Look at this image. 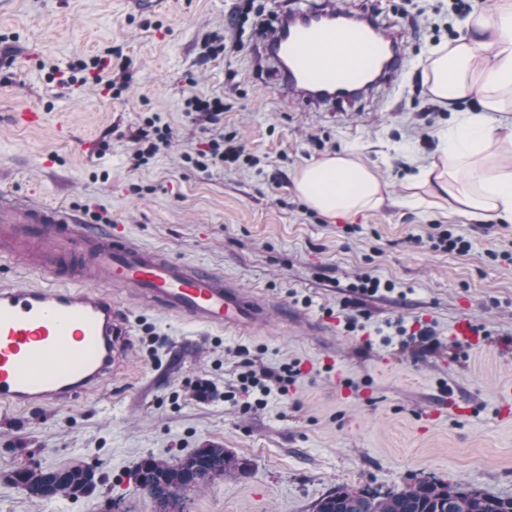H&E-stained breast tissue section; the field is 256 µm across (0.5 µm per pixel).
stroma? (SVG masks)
I'll list each match as a JSON object with an SVG mask.
<instances>
[{
	"label": "stroma",
	"mask_w": 512,
	"mask_h": 512,
	"mask_svg": "<svg viewBox=\"0 0 512 512\" xmlns=\"http://www.w3.org/2000/svg\"><path fill=\"white\" fill-rule=\"evenodd\" d=\"M0 0V191L37 195L90 221L115 222L138 245L193 261L260 294L275 310L254 335L205 330L165 312L129 305L133 373L101 393L58 408L0 412V512H153L132 474L154 456L174 460L219 442L245 471L190 494L188 512H312L339 484L381 492L431 478L512 497V420L500 419L512 382V223H480L424 203L400 206L406 177L438 148V135L477 99L447 109L427 93L426 60L464 33L453 0H337L405 30L410 64L398 82L336 107L282 99L253 44L203 63L213 34L231 37L239 0ZM425 12L439 34L416 30ZM118 51L131 62L114 95L86 78L61 92L53 69ZM222 97L220 124L249 166L199 171L190 158L206 136L184 110L188 96ZM35 106L41 126L12 114ZM159 117L172 131L165 151L134 166L132 131ZM70 131L57 135L58 125ZM353 148L390 184L375 210L329 217L296 193L301 167ZM472 248L433 249L437 227ZM394 291L361 296L358 275ZM364 313L366 330L345 331L343 302ZM397 318L435 327L433 351L382 346L369 331ZM484 327L479 345H455L459 321ZM249 350L265 366L299 364L285 396L263 409L223 400L238 389ZM200 378L220 391L190 400ZM433 413L421 427L423 413ZM94 466L88 494L33 503L11 476L21 467Z\"/></svg>",
	"instance_id": "35a3bbf8"
}]
</instances>
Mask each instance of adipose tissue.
I'll return each instance as SVG.
<instances>
[{
  "label": "adipose tissue",
  "instance_id": "ef3b65f1",
  "mask_svg": "<svg viewBox=\"0 0 512 512\" xmlns=\"http://www.w3.org/2000/svg\"><path fill=\"white\" fill-rule=\"evenodd\" d=\"M427 72L432 100L449 107L471 94L481 109L458 116L440 134L438 159L419 166L410 188L477 221L512 223V169L492 158L493 149L512 147V120L506 118L512 113V0L496 16L472 15L453 46L432 52ZM491 112L502 113L503 121L489 122ZM294 186L312 208L332 217L377 209L387 190L350 149L303 166Z\"/></svg>",
  "mask_w": 512,
  "mask_h": 512
}]
</instances>
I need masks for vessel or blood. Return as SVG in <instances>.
<instances>
[{
  "mask_svg": "<svg viewBox=\"0 0 512 512\" xmlns=\"http://www.w3.org/2000/svg\"><path fill=\"white\" fill-rule=\"evenodd\" d=\"M335 0H307L261 34L278 66V92L315 107L349 100L368 78L393 84L408 55L394 27L372 17L341 21ZM358 55L322 59L330 41ZM35 257L38 284L0 283V409L55 408L100 391L126 372L134 342L122 300L160 308L189 324L241 334L260 328V296L202 265L95 232L74 210L0 193V265Z\"/></svg>",
  "mask_w": 512,
  "mask_h": 512,
  "instance_id": "b4317fda",
  "label": "vessel or blood"
}]
</instances>
